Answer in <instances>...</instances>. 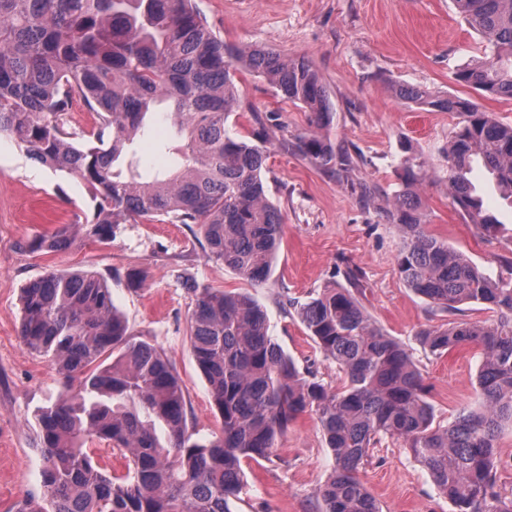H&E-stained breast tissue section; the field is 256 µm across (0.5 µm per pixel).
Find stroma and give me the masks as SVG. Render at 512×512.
Instances as JSON below:
<instances>
[{"instance_id": "stroma-1", "label": "stroma", "mask_w": 512, "mask_h": 512, "mask_svg": "<svg viewBox=\"0 0 512 512\" xmlns=\"http://www.w3.org/2000/svg\"><path fill=\"white\" fill-rule=\"evenodd\" d=\"M194 2L225 42L264 46L313 64L333 110L327 135L347 149L351 164L332 175L281 148V138L307 131V112L282 101L262 78L240 73L243 105L233 130L246 136L259 124L268 126L266 185L284 217L273 270L263 284L253 285L207 256L194 224L128 223L106 245L80 232L66 251L26 250L25 242L58 225L91 222L94 203L81 181L52 171L0 137V512L43 496L35 414L59 398L62 376L24 346L19 325L22 288L50 272L88 270L107 281L130 332L166 353L185 387L189 430L202 439L218 432L220 423L190 350L193 297L183 284L187 277L250 294L266 315L269 335L299 372H314L336 388L342 373L316 348L295 309L328 285L346 284L347 272H354L363 307L410 350L424 374L436 421L448 423L478 400L475 349L434 355L416 337L421 329L447 324L449 316L432 310L403 281L397 263L401 239L385 209L401 188L400 160L416 156L427 169L417 188L426 231L490 277L505 275L512 259V202L482 168H474L471 179L502 228L489 237L470 224L448 195L443 157L458 116L430 111L394 92L405 84L468 98L512 124V101L482 96L455 79L463 65L489 59L484 40L452 0ZM178 143L167 114H157L136 146L144 175L179 168ZM359 184L374 189V203L360 202L353 191ZM133 268L147 273L136 289L126 278ZM332 463L315 418L302 414L279 437L270 459L244 462L245 485L232 512H316V491ZM360 478L380 512H454L402 442L390 439L374 448Z\"/></svg>"}]
</instances>
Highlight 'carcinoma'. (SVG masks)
<instances>
[{
    "label": "carcinoma",
    "mask_w": 512,
    "mask_h": 512,
    "mask_svg": "<svg viewBox=\"0 0 512 512\" xmlns=\"http://www.w3.org/2000/svg\"><path fill=\"white\" fill-rule=\"evenodd\" d=\"M492 57L468 64L456 80L484 95L512 100V0H453ZM266 81L309 112L313 130L281 141L325 172L350 166L349 155L317 130L333 111L318 72L304 58L285 59L259 46L217 37L193 0H0V135L53 171L84 182L95 202L86 236L109 243L118 225L167 220L196 224L210 258L252 284L277 260L283 217L265 181V139L230 133L241 109L237 73ZM397 95L462 117L445 152L448 191L469 222L487 236L496 217L470 179L474 164L512 198V125L469 99L400 84ZM95 114L87 136L71 130L75 98ZM166 105L182 136V166L146 180L132 148L157 107ZM424 163L401 162L402 189L385 210L402 234L399 272L436 311L458 314L484 305L490 322L455 319L417 333L430 353L470 346L480 359L479 405L448 425L434 424L423 374L406 346L367 313L355 290L325 287L297 317L346 384L332 390L268 334L248 294L197 282L190 317L191 354L206 378L219 434L194 440L181 380L160 347L136 340L91 271L50 272L22 288L20 338L55 364L65 382L80 380L37 417L45 505L22 500L16 512H231L244 486L242 464L268 459L300 414L315 415L333 464L317 489L318 512H380L358 477L370 450L402 441L456 512H512L496 474L498 437L512 427L511 277L493 280L465 254L424 230L416 188ZM70 225L26 244L62 252ZM166 429V443L156 424ZM105 443L128 458L115 475L95 459Z\"/></svg>",
    "instance_id": "cac0c4a2"
}]
</instances>
